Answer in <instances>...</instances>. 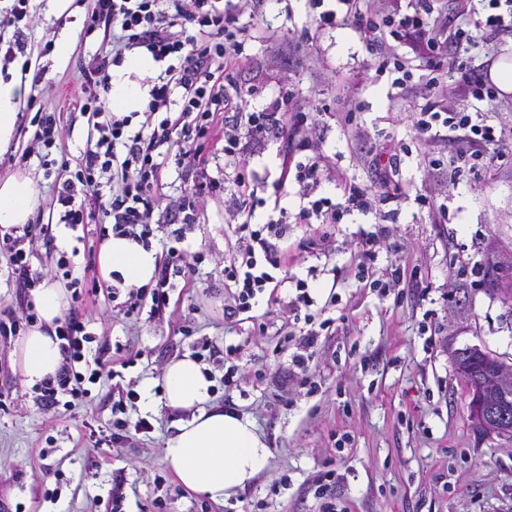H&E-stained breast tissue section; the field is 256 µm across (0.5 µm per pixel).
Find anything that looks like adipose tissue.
Here are the masks:
<instances>
[{
  "mask_svg": "<svg viewBox=\"0 0 512 512\" xmlns=\"http://www.w3.org/2000/svg\"><path fill=\"white\" fill-rule=\"evenodd\" d=\"M154 69L150 54L129 55L112 73L109 107L116 112L142 110L149 91L142 79ZM27 93L28 86L20 78L0 77V152L10 145L17 111ZM35 205V189L28 177L17 175L0 181V228L24 226ZM156 262L154 250L118 237L109 238L99 256L103 273L117 271L135 283L149 281ZM32 302L40 322L20 339L15 350V365L31 387L55 376L60 366L54 330L68 299L60 284L46 280L33 291ZM162 388L161 398L167 408L191 414L163 448L165 460L183 487L221 501L245 488L265 468L271 456L265 438L249 416L211 404L213 381L203 365L187 355L172 360L165 368Z\"/></svg>",
  "mask_w": 512,
  "mask_h": 512,
  "instance_id": "adipose-tissue-1",
  "label": "adipose tissue"
}]
</instances>
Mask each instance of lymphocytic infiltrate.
Listing matches in <instances>:
<instances>
[{
	"instance_id": "obj_1",
	"label": "lymphocytic infiltrate",
	"mask_w": 512,
	"mask_h": 512,
	"mask_svg": "<svg viewBox=\"0 0 512 512\" xmlns=\"http://www.w3.org/2000/svg\"><path fill=\"white\" fill-rule=\"evenodd\" d=\"M160 0H94L88 25L89 30L112 26L120 31L121 51L145 49L155 61L174 56L178 65L168 66L164 75L154 79L149 98L144 105L145 117L137 132H130V115L109 111L105 94L110 75L105 62H93L84 72L79 110L87 114L96 133L93 147L84 152L71 178L56 186V201L60 207L59 221L70 228L85 224L90 202H103V211L111 220L113 236L127 238L139 245L149 243L155 205L163 195L160 173L169 156L191 162L201 168L205 162L206 146L216 136L224 138V152L234 156L242 138H265L271 129H289L302 133L309 126V117L303 112L285 111L284 95L270 99L261 111H250L252 91L227 88L222 78L237 65L246 40L245 30L239 26L236 10L218 11L209 8V0H170V9L159 7ZM433 11L430 0H423L419 9L401 18L375 21L360 9L358 0H336L335 8L322 12L316 21L318 27H333L341 22H352L370 42H378L383 31L398 35L404 29L425 31V60L427 75L423 87L427 105L421 118L415 122L418 135L446 127L462 131L467 145L459 154L460 162L471 156L494 151L497 159H506L500 149L501 135L489 125L473 122L470 115L444 114L438 103L443 88L442 75L453 70L459 76L463 90L474 98H482L487 91L484 75L472 74L466 59L471 40L466 30L456 29L440 35L429 28L428 18ZM195 27L196 35H187V27ZM180 98H173V91ZM235 110L246 113L247 129L220 124L224 112ZM165 119H158V112ZM133 173L120 194L104 200L103 189L111 181L113 169ZM324 169L318 157L284 162L274 185L275 193L285 192L288 185L299 188L305 204L300 208L297 223L318 221L332 224L336 221L337 207L348 210L364 209L371 201L370 190L350 181H343V204H333L321 196ZM256 174L247 161H239L236 177V202L232 217L239 234L237 246L227 265L224 277L233 283L235 293L231 305L225 306L228 316L249 311L252 300L268 290L284 287L288 261L279 242L288 230L287 213L268 219L261 227H253L257 201L252 185ZM204 191H195L170 205L180 217L181 229L174 234L176 245L170 248L171 264L159 266L153 279L152 291L129 288L126 305L135 310L149 307L151 314H159L169 305L172 263L182 262L184 254L177 247L185 237L186 226L195 224L205 205ZM56 335L60 341L63 359L55 377L46 380L35 398L43 406L58 405L61 398L83 401L88 387L97 383L104 374L103 363H91L86 356L89 341L82 323L68 316L60 320Z\"/></svg>"
}]
</instances>
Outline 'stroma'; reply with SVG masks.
Returning a JSON list of instances; mask_svg holds the SVG:
<instances>
[{"label": "stroma", "mask_w": 512, "mask_h": 512, "mask_svg": "<svg viewBox=\"0 0 512 512\" xmlns=\"http://www.w3.org/2000/svg\"><path fill=\"white\" fill-rule=\"evenodd\" d=\"M331 0H238L240 26L250 29L236 79L258 87L262 99L283 88L293 109L308 113L317 128L309 155L325 167L324 196L340 202L334 177L375 187L372 155L383 147L400 152L403 195L344 214L339 223L289 224L296 260L289 274L307 280L315 322H326L313 349L309 375L318 385L308 395L292 379L287 340L306 329L305 318L287 309L288 288L260 299L249 315L225 318L231 294L224 286V259L236 240L229 212L234 199L211 196L186 233L190 252L172 277L165 312L131 314L113 307L98 263L107 219L91 206L84 227L59 224L55 185L60 167L44 169L32 139L34 111L20 107L11 144L0 153V179L28 175L37 191L34 213L52 222L51 235L33 226L24 247L35 270L54 277L61 252H73L74 274L97 286L69 309L93 338L88 358L109 364L111 375L91 385L86 402L64 408L36 405L35 393L12 365L16 337H0V512H512V442L477 435L468 420L470 395L452 367L455 349L477 345L512 365V305L482 280L487 261H503L512 276V164L485 160L474 168L433 170L425 157L455 158L457 132L422 137L414 128L425 103L424 63L407 44L388 39V67L377 72L376 55L350 26L320 28L316 17ZM91 0H29L27 63L0 67V76H21L37 105L58 113L62 151L77 163L92 127L75 108L82 73L98 59H112L115 31L88 28ZM68 41L60 58L45 44ZM411 73L397 84L395 63ZM448 72L447 107L501 129L512 150V95L476 100L457 88ZM286 140H247L243 155L257 174L255 223L279 202L289 215L303 204L297 188L275 198ZM447 203L441 223L423 200ZM332 232V248L320 251L319 235ZM377 236L370 259L367 237ZM370 278L403 281L387 294L365 287ZM190 355L209 369L214 400L249 415L272 456L247 488L215 502L182 487L164 461L162 447L182 419L164 404L142 407L147 383L161 384L169 362ZM234 369L235 386L224 375ZM134 388L135 399L119 391ZM145 420L150 432L113 440L117 420ZM120 505H113L114 494Z\"/></svg>", "instance_id": "35a3bbf8"}]
</instances>
